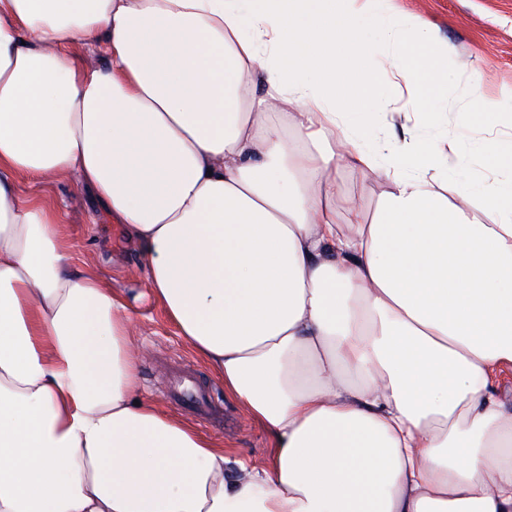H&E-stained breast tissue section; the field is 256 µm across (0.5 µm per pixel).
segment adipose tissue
Instances as JSON below:
<instances>
[{"label":"adipose tissue","mask_w":512,"mask_h":512,"mask_svg":"<svg viewBox=\"0 0 512 512\" xmlns=\"http://www.w3.org/2000/svg\"><path fill=\"white\" fill-rule=\"evenodd\" d=\"M371 10L0 0V512H512V178L375 139L448 43ZM70 174L269 465L139 400L128 305L15 183ZM460 176L478 183L503 181L505 178L502 168L492 161L469 164L461 171ZM338 179L348 194L363 197L369 204H372L378 195L386 189L383 179H368L352 168L341 170Z\"/></svg>","instance_id":"ef3b65f1"}]
</instances>
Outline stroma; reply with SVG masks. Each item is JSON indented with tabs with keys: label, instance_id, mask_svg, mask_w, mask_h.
Returning a JSON list of instances; mask_svg holds the SVG:
<instances>
[{
	"label": "stroma",
	"instance_id": "stroma-1",
	"mask_svg": "<svg viewBox=\"0 0 512 512\" xmlns=\"http://www.w3.org/2000/svg\"><path fill=\"white\" fill-rule=\"evenodd\" d=\"M393 6L405 21L420 18L436 25L452 48V81L424 98L439 119L414 124V132L429 141L448 139L465 152L511 136V128L474 102L473 91L481 89L488 98L512 94V0H394ZM17 184L22 195L39 197L62 214L75 263L95 270L126 297L133 315L131 339L143 352L138 361L141 397L193 425L235 457L267 464L272 456L267 433L225 395L223 382L167 319L150 293L137 248L123 225L111 221L93 193L75 195L71 178L40 184L21 177ZM181 382L206 395L216 413L214 421H203L190 408L169 402L167 392Z\"/></svg>",
	"mask_w": 512,
	"mask_h": 512
}]
</instances>
